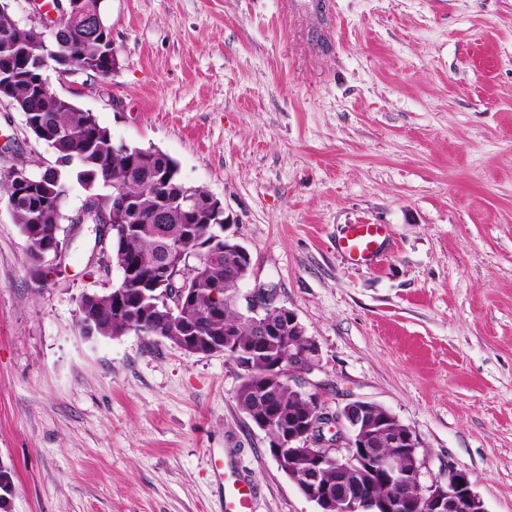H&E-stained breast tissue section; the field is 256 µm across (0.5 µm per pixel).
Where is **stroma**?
<instances>
[{
	"instance_id": "35a3bbf8",
	"label": "stroma",
	"mask_w": 512,
	"mask_h": 512,
	"mask_svg": "<svg viewBox=\"0 0 512 512\" xmlns=\"http://www.w3.org/2000/svg\"><path fill=\"white\" fill-rule=\"evenodd\" d=\"M100 0L119 64L77 96L224 207L318 347L293 385L369 400L419 438L431 484L469 475L512 512V0ZM0 177L53 165L0 100ZM352 224H385L355 265ZM46 286L0 194V466L8 512H317L238 407L242 372L134 331L81 336L82 294L121 273L61 231ZM221 460L226 478L215 475ZM387 239L385 224H352L340 246L352 261L368 264L381 254ZM255 493L251 488H244L235 481L224 494L225 512H256Z\"/></svg>"
}]
</instances>
